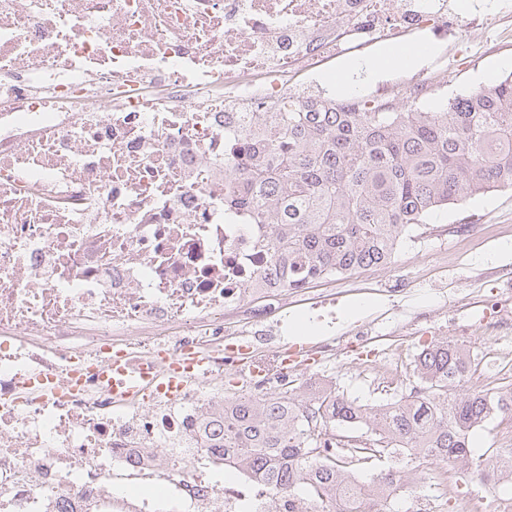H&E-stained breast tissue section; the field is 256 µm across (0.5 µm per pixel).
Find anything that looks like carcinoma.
<instances>
[{
  "label": "carcinoma",
  "instance_id": "obj_1",
  "mask_svg": "<svg viewBox=\"0 0 512 512\" xmlns=\"http://www.w3.org/2000/svg\"><path fill=\"white\" fill-rule=\"evenodd\" d=\"M236 188L224 209L272 227V261L288 285L391 263L403 235L440 209L512 189V75L448 96L438 109L388 111L373 100L320 99L279 108L260 135L239 132ZM467 356L433 344L418 356L422 386L385 406L334 390L297 399L224 400L229 435L209 439L224 465L262 473L269 500L308 502L305 512H381L356 480L366 460L404 448L431 465L473 462L469 439L512 392H456ZM365 427L363 447L334 441L336 426Z\"/></svg>",
  "mask_w": 512,
  "mask_h": 512
}]
</instances>
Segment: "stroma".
I'll use <instances>...</instances> for the list:
<instances>
[{
  "label": "stroma",
  "mask_w": 512,
  "mask_h": 512,
  "mask_svg": "<svg viewBox=\"0 0 512 512\" xmlns=\"http://www.w3.org/2000/svg\"><path fill=\"white\" fill-rule=\"evenodd\" d=\"M433 44L436 57H447L450 63L449 91L478 88L486 74L496 80L512 74L505 66L512 59L511 21L495 34L460 29ZM463 224H482L486 231L468 238L459 231ZM506 242H512V190L492 191L440 210L429 223L407 232L391 264L340 275L332 282H310L317 293L333 287L335 301L317 304L307 299L285 315L313 317L318 324L314 337L343 336L348 348L293 372L290 393L307 396L310 377L318 375L327 378L329 388L360 404L386 403L384 375H391L398 386H409L420 350L451 339L456 317L470 327L468 349L478 360L473 386L482 388L483 356L496 343L478 324L481 311L498 288L505 291L503 306L512 308V252L503 251ZM355 304L359 312L349 314ZM412 319L417 322L413 332L401 333L400 323Z\"/></svg>",
  "instance_id": "35a3bbf8"
}]
</instances>
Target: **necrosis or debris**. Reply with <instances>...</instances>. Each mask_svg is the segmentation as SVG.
I'll return each mask as SVG.
<instances>
[{
  "label": "necrosis or debris",
  "instance_id": "obj_1",
  "mask_svg": "<svg viewBox=\"0 0 512 512\" xmlns=\"http://www.w3.org/2000/svg\"><path fill=\"white\" fill-rule=\"evenodd\" d=\"M446 0H0V512H159L121 480L152 475L170 512H245L201 422L223 404L231 341L267 279L265 224L224 212L238 124L312 99L301 72L356 46L482 29ZM178 393L114 396L108 359Z\"/></svg>",
  "mask_w": 512,
  "mask_h": 512
}]
</instances>
